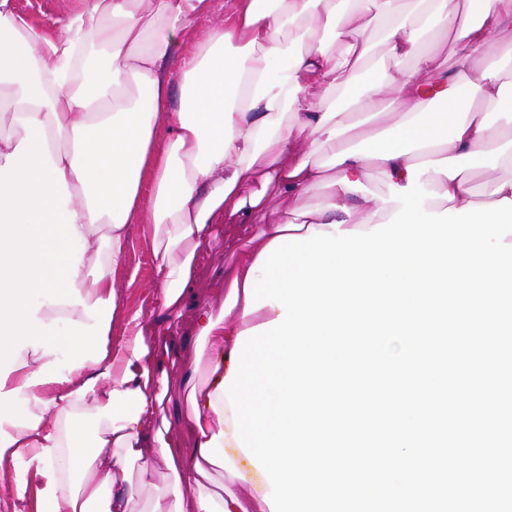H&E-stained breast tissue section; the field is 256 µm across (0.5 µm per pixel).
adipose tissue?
Masks as SVG:
<instances>
[{
  "label": "adipose tissue",
  "instance_id": "adipose-tissue-1",
  "mask_svg": "<svg viewBox=\"0 0 512 512\" xmlns=\"http://www.w3.org/2000/svg\"><path fill=\"white\" fill-rule=\"evenodd\" d=\"M78 2L51 38L0 0V466H34L36 512H133L158 462L168 479L147 512H270L220 388L237 335L279 315L274 304L246 312L248 272L276 237L388 221L400 205L369 194V174L404 187L410 165L501 146L499 167H512V95L487 59L512 28V0H409L422 28L400 0H226L213 25V0ZM203 22V39L175 54ZM376 30L413 71L372 84L324 45L333 37L361 61ZM431 34L448 53L426 48ZM489 108L503 126L489 125ZM423 179L436 193L428 212L443 192L452 210L512 199L511 177L487 180L479 201L463 178ZM132 224L150 227L160 311L126 315L116 338ZM225 224L248 235L216 312L198 297L197 270ZM186 308L190 348L161 322ZM188 352L207 380L177 428L162 400L168 366ZM216 468L234 482L214 494Z\"/></svg>",
  "mask_w": 512,
  "mask_h": 512
}]
</instances>
